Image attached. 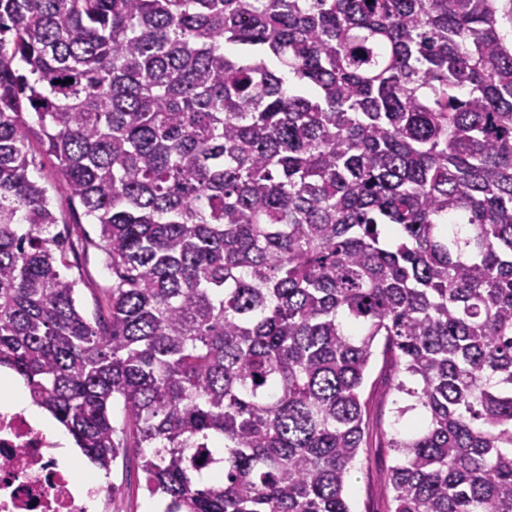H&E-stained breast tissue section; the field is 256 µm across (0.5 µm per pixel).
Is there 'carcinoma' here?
Instances as JSON below:
<instances>
[{
	"instance_id": "obj_1",
	"label": "carcinoma",
	"mask_w": 512,
	"mask_h": 512,
	"mask_svg": "<svg viewBox=\"0 0 512 512\" xmlns=\"http://www.w3.org/2000/svg\"><path fill=\"white\" fill-rule=\"evenodd\" d=\"M499 12L0 0V368L100 470L139 449L166 512H351L380 346L391 512H512ZM34 138L99 226L91 320Z\"/></svg>"
}]
</instances>
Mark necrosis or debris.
Listing matches in <instances>:
<instances>
[{"instance_id": "4bbe7bcc", "label": "necrosis or debris", "mask_w": 512, "mask_h": 512, "mask_svg": "<svg viewBox=\"0 0 512 512\" xmlns=\"http://www.w3.org/2000/svg\"><path fill=\"white\" fill-rule=\"evenodd\" d=\"M25 411L0 409V512H112V496L85 477Z\"/></svg>"}]
</instances>
